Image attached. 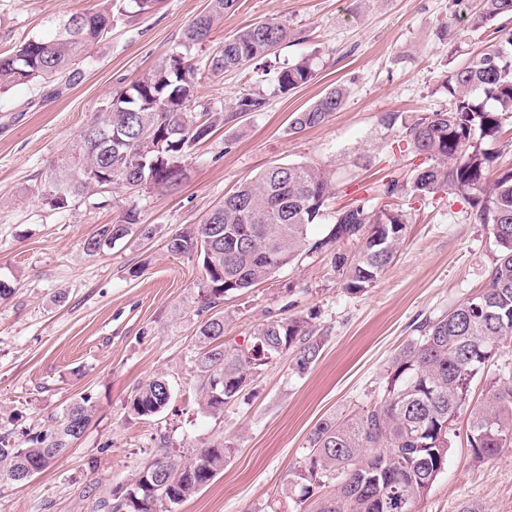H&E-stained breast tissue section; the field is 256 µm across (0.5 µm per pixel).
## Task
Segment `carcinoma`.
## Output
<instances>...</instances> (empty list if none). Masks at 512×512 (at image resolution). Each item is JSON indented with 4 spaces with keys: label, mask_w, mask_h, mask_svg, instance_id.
Instances as JSON below:
<instances>
[{
    "label": "carcinoma",
    "mask_w": 512,
    "mask_h": 512,
    "mask_svg": "<svg viewBox=\"0 0 512 512\" xmlns=\"http://www.w3.org/2000/svg\"><path fill=\"white\" fill-rule=\"evenodd\" d=\"M124 14L153 11L159 0H125ZM237 0H210L184 33L186 45H202ZM454 18L477 31L512 18V0H450ZM112 6L84 13L81 25L64 27L67 16L47 21L16 53L0 57V89L76 77V61L112 30ZM495 36L449 75V106L427 115L383 112L379 125L394 133L399 156L423 157L407 169L396 160L371 197L356 198L336 210L328 233L313 238L316 223L335 191L336 169L307 162L272 166L224 195L204 222L167 240L175 255L197 257L204 277L198 288L202 308L212 310L231 294L266 281L285 267L317 254L330 260L352 295L367 291L391 264L408 216L404 202L445 193L464 199L478 224L491 226L494 263L484 288L436 319L417 323L408 343L387 370L376 400L348 416L317 423L307 438L303 460L288 472L282 495L290 512H420L419 506L448 464L451 426L469 411L467 443L476 460L490 459L512 446V374L488 379L484 402L471 405L473 379L512 342V167H495L483 142L496 140L512 124V32ZM291 36L288 22L271 18L250 24L209 54L217 75L269 57ZM316 76L314 58L303 57L275 72L286 93ZM198 83V69L182 53L171 54L112 99L105 118L90 122L77 143L54 163L41 189L44 204L65 209L77 198L115 190L135 194L148 188L168 191L185 175L193 147L213 128L210 104L182 92ZM347 88L330 89L292 113L299 133L323 124L346 103ZM261 92L239 97L225 121L262 112ZM161 140V150L143 151L144 139ZM138 232L153 229L130 208L116 224H104L84 242L96 255ZM358 249L341 253L343 242ZM280 308L258 323L243 343L224 340V316L216 314L196 332L199 408L224 414L254 382L255 375L282 354L294 353L302 373L320 356L321 341L308 318ZM169 380L153 376L137 384L127 414L147 419L170 403ZM93 414L82 397L55 424L16 447L0 437V482H18L56 462L86 430ZM228 439L201 446L190 455L175 452L162 437L135 476L113 493L109 512H172L224 470Z\"/></svg>",
    "instance_id": "1"
}]
</instances>
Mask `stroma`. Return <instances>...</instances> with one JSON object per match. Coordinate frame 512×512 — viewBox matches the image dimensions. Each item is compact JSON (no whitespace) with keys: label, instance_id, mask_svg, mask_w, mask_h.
Instances as JSON below:
<instances>
[{"label":"stroma","instance_id":"1","mask_svg":"<svg viewBox=\"0 0 512 512\" xmlns=\"http://www.w3.org/2000/svg\"><path fill=\"white\" fill-rule=\"evenodd\" d=\"M99 3L0 0V53H15L48 19ZM207 7L208 0H161L134 22L115 19L70 84L0 93V280L14 290L0 300V435L18 446L25 432L49 428L80 397L94 406L85 433L54 464L0 484V512H108L113 490L134 477L162 436L177 451L220 438L233 443L223 472L174 512H257L279 495L320 420L361 408L383 390L413 322L441 316L487 281L494 261L489 226L475 223L461 202L413 201L395 260L367 292L348 294L329 261L313 257L225 299V338L243 340L287 304L311 315L321 356L299 374L283 355L256 376L245 399L223 415L204 414L194 365L195 333L209 316L197 299L201 265L168 253V239L277 163L335 166L340 181L330 212L363 196L389 166L393 134L379 125L380 114L446 109L449 71L482 40L467 21L449 23V0H238L211 41L192 49L193 62L240 28L276 17L293 32L277 64L317 56L314 80L282 94L260 64L216 77L201 73L198 93L214 109L231 111L246 91L263 92L268 103L216 125L196 144L177 191L88 195L63 210L43 205L35 188L64 147L131 81L179 50L188 24ZM446 24L448 44L437 36ZM339 84L349 89L344 107L292 133V113ZM359 156L365 167H354ZM133 206L152 237L135 233L104 253L86 254L85 239ZM157 374L171 384L170 404L153 418H128L133 387ZM453 430L448 466L421 512H459L469 503L512 512V447L478 461L467 443V413Z\"/></svg>","mask_w":512,"mask_h":512}]
</instances>
